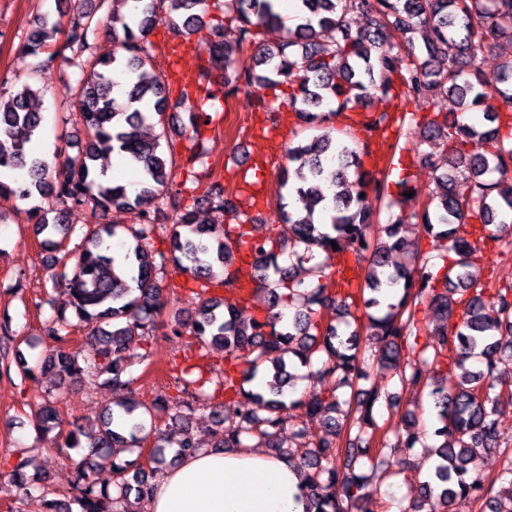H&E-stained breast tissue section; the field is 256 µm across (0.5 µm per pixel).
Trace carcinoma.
Segmentation results:
<instances>
[{
    "mask_svg": "<svg viewBox=\"0 0 512 512\" xmlns=\"http://www.w3.org/2000/svg\"><path fill=\"white\" fill-rule=\"evenodd\" d=\"M206 2L160 0L173 33L184 41L208 29L212 56L201 67L206 100L224 101L243 87L272 90L276 99L288 95L289 111L307 125L340 117L375 135L386 133L391 121L390 113L364 104L375 90L401 104L444 96L457 106L482 108L485 123L464 126L437 112L418 125L421 139L446 143L450 171L437 177L429 203L401 214L383 228L385 236L375 239L369 198L382 197L383 186L378 179L366 180L369 148H351L328 133L288 146L291 166L283 168L277 193L289 234L248 242L241 225L233 238L222 224L198 221L204 204L232 220L240 217L220 184H211L190 203L172 200L173 160L159 139L142 131L154 117L166 116L173 78L163 73L143 79V69L153 63L146 34L156 7L149 5L139 17L112 9L116 50L110 56L92 51L90 36L97 25L92 11L82 13L61 44L57 23L43 19L27 34L25 55L42 66L58 61L80 71L72 96L85 150L76 166L50 164L29 151L27 144L42 128L37 106L42 91L30 82L9 94L0 90V170L23 173L13 186L0 182V197L25 201L37 195L45 202L28 211V218L43 235L44 247L54 252L52 266L61 267L52 274L54 283L70 297L69 309L57 311L43 325L41 372L60 382L99 380L114 398L97 427L77 425L64 435L81 455L67 492L48 490L43 475L30 479L26 449L4 460L15 498L37 490L48 494L46 512H73L74 504L80 512H136L130 496L148 498L157 478L199 451L190 419L206 408L215 424L212 449L243 448L255 437L273 453L297 459L306 472L308 512H384L368 491L370 483L415 471L411 451L425 433L407 413L393 437L377 435L386 396L375 383L360 386L369 373L360 356L359 328L340 329L357 320L351 309L362 307L367 336L375 344L376 370L397 379L405 390H428L440 423L433 431L440 443L428 449L433 462L421 483V499H410L411 512H421L422 501L430 497L438 498L443 512H459L468 503L485 506L481 512H512V457L497 495L468 469L473 449L501 448L497 416L512 406V400L501 399L512 378L496 374L499 357L512 354V282L496 289L497 307L486 311L484 288L473 274L477 244L499 243L512 232V109L494 105L499 100L512 105V0H297L296 22L286 26V40L275 47L260 35L269 26H285L276 0H224L239 32L234 46L224 42L223 26L203 21ZM352 13L370 16V25L352 31L347 22ZM329 29L336 31V40L324 42L320 35ZM422 29L431 37L418 52L413 34ZM450 41L457 47L451 58L446 52ZM243 43L254 46L255 54L250 67L238 70L234 57ZM483 48L505 57L498 82L489 90L477 66ZM218 62L222 68L215 73ZM209 120L205 110L189 112L192 147L183 167L198 183L212 175L204 146ZM112 153L139 169L135 191L101 180L104 171L97 162ZM458 173L473 182L467 198L455 190ZM167 199L172 201L170 214L164 208ZM88 207L140 210L142 223L121 242L123 263L112 255V241L120 234L110 224L97 225L74 257L65 253V241L74 232L72 213ZM320 209L330 210V223H315ZM167 221L171 227L163 252L153 240L157 226ZM469 223L472 241L458 235V225ZM406 224H421L428 236L451 245L412 267L393 263L390 256L405 245L401 232ZM315 247L336 254V270L304 267L314 259ZM285 253L295 258L287 268L279 265ZM436 259L446 263L441 280L428 271ZM363 261L368 262L364 287L355 290L348 273ZM169 264L191 279L190 291L199 299L191 317L177 311L171 315V334L189 335L190 346L202 357L224 353V368L208 377L185 368L174 377L179 396L156 394L146 401L126 365L134 338L150 337L169 303L161 286ZM221 286L224 296L214 295ZM425 301L440 324L429 331V341L416 356L405 357L410 339L422 330L417 314ZM281 302L292 309L286 322L278 311ZM249 303L253 312L244 321L240 312ZM73 317L89 330L79 352L69 336ZM441 363L457 372L456 381L438 376ZM299 366L311 369L304 375L308 378H333L332 385L314 386L292 398L304 377ZM270 368L273 379L253 386L259 372ZM345 388L356 390V402L346 411L338 394ZM219 393L224 402L211 403ZM283 409L290 419L323 420L327 436L304 448L284 447ZM147 415L160 425L146 429ZM35 417L45 433L62 426L55 401L48 398L36 404ZM147 439L148 464L138 457L119 458Z\"/></svg>",
    "mask_w": 512,
    "mask_h": 512,
    "instance_id": "cac0c4a2",
    "label": "carcinoma"
}]
</instances>
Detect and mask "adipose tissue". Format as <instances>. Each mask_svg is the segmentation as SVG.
Returning <instances> with one entry per match:
<instances>
[{
    "instance_id": "adipose-tissue-1",
    "label": "adipose tissue",
    "mask_w": 512,
    "mask_h": 512,
    "mask_svg": "<svg viewBox=\"0 0 512 512\" xmlns=\"http://www.w3.org/2000/svg\"><path fill=\"white\" fill-rule=\"evenodd\" d=\"M149 503L150 512H308L296 462L251 446L185 458Z\"/></svg>"
}]
</instances>
